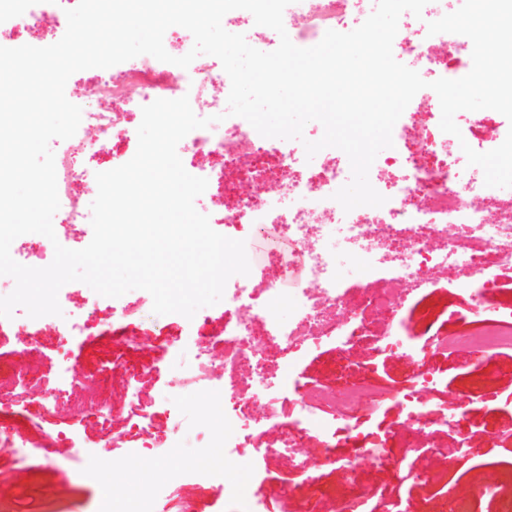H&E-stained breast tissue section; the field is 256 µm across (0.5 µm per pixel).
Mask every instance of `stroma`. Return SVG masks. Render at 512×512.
I'll return each mask as SVG.
<instances>
[{"label": "stroma", "mask_w": 512, "mask_h": 512, "mask_svg": "<svg viewBox=\"0 0 512 512\" xmlns=\"http://www.w3.org/2000/svg\"><path fill=\"white\" fill-rule=\"evenodd\" d=\"M456 285L439 282L409 296L391 327L392 335L380 328L346 342L326 338L317 347H299L278 360L276 377L284 381L274 424L260 423L253 433L254 447L243 449L245 470L226 461L223 453L210 457L213 471L230 481L242 480L238 501H230L214 481L201 482L196 491L198 512H247L259 504L263 512H363L375 504V512H503L499 499L484 496L485 483L499 480L503 463L512 454L494 445L496 433L512 430V351L500 350L489 361L468 353L436 351L432 340L439 334L459 332L458 323L448 314L458 300ZM155 317L151 309L126 316V337L111 333L74 336L67 350H60L58 337L51 332L40 336L33 348H24L11 330L0 333V373L27 370L32 377L53 372L60 355L81 373L95 376L107 406L119 415L129 412L125 381L112 376L111 365L129 371L151 364L166 370L176 353L193 344L188 336V320L172 313L160 317L170 328L169 335L152 337L150 345L138 344L136 335L149 330ZM400 336L412 351L404 358L390 349L393 336ZM435 379L429 398L442 415H451L454 395L470 400L469 412L461 420L431 430L424 447L406 452L402 442L412 441L413 429L404 425V413L394 392L411 386L415 376ZM363 378L383 395L382 404L364 424L350 427L336 439L337 463L319 467L309 475L292 471L287 461L266 454L265 444L288 433L290 414L301 397L304 385L316 384L342 390L353 379ZM398 434L400 446L390 447L384 462L374 466L342 467L343 461L357 458L368 434ZM65 448L54 449L55 460L43 464L40 456L19 463L11 449H0V493L13 496L20 512H96L103 479L132 467L126 449L86 459L65 460ZM94 467L102 481L77 480L80 469ZM418 470L420 478L409 477ZM447 487H440L439 477Z\"/></svg>", "instance_id": "35a3bbf8"}]
</instances>
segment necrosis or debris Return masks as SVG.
Segmentation results:
<instances>
[{
	"label": "necrosis or debris",
	"mask_w": 512,
	"mask_h": 512,
	"mask_svg": "<svg viewBox=\"0 0 512 512\" xmlns=\"http://www.w3.org/2000/svg\"><path fill=\"white\" fill-rule=\"evenodd\" d=\"M78 0H0V46L17 41L41 47L58 42L67 30V9ZM463 0H429L421 16L403 13L393 40L394 55L425 81L459 79L470 71L473 44L464 35L429 34V22L455 12ZM375 9V0H293L283 13L285 30L298 47L320 42L326 31H351ZM224 29L241 33L263 50L277 48L278 34L256 25L246 10L228 12ZM97 92L93 106H83L80 83H66L68 99L82 105L75 135L52 140L60 207L54 216L56 239L79 247L88 237L95 176L125 164L138 147L142 108L158 99L188 97L201 118L218 123L196 129L179 143L184 166L206 178L204 197L210 223L224 227L226 237L245 243L264 238L270 245L257 273L232 276L225 287L224 323L209 334L208 309H200L192 328L198 340L171 367L179 395L205 396L224 403V425L214 427L184 408L151 413L113 438L158 436L171 448L190 454L182 468L145 474L135 501L103 494L97 512H196L193 490L211 478L202 462L211 439L228 448L249 443L256 421L251 401L264 397L275 409L280 397L270 372L273 358L322 338L360 335L366 324L396 316L407 297L429 287L434 274L462 285L460 305L477 327V341L441 337L437 350L487 352L512 349V304L484 306L483 296L512 288V189L486 186L483 171L463 166V159L440 128L437 94L417 92L396 122L391 152L377 155L369 181L385 198L382 206L344 211L334 193L349 181L350 162L340 149L327 147L315 163H307L298 143L266 138L244 118L228 115L231 81L220 60L197 57L188 68L150 55L90 72ZM464 139L480 150H493L512 123L485 109L460 115ZM356 262L354 284H343L340 266ZM287 305L290 320L276 310ZM133 303L90 297L67 315L30 318L24 308L12 318L0 317V330L12 329L33 345L45 331L60 342L106 328L124 333L123 318ZM379 401L369 382L343 393L307 386L292 431L278 438L274 454L292 457L302 438L311 436L323 448L322 458L298 461L300 473L334 461L337 425L359 420ZM37 402L49 413L66 418L95 404L87 381L60 362L53 378H29L15 372L0 379V408Z\"/></svg>",
	"instance_id": "necrosis-or-debris-1"
}]
</instances>
